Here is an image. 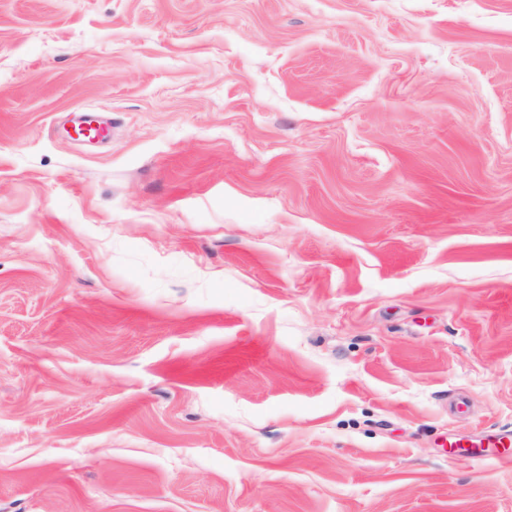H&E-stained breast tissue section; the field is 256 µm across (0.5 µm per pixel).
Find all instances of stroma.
Returning a JSON list of instances; mask_svg holds the SVG:
<instances>
[{
    "label": "stroma",
    "mask_w": 512,
    "mask_h": 512,
    "mask_svg": "<svg viewBox=\"0 0 512 512\" xmlns=\"http://www.w3.org/2000/svg\"><path fill=\"white\" fill-rule=\"evenodd\" d=\"M511 437L512 0H0V512H512ZM70 128L74 138L95 142L103 137L108 125L96 112H79L76 113Z\"/></svg>",
    "instance_id": "obj_1"
}]
</instances>
